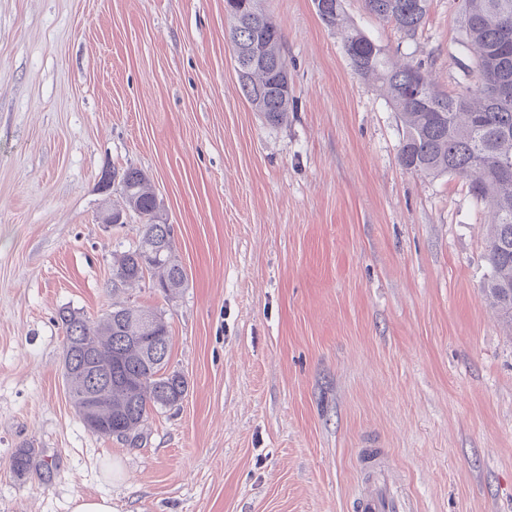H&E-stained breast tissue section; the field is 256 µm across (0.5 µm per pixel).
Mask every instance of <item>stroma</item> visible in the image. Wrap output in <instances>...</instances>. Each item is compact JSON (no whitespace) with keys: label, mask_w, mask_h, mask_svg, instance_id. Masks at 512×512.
Segmentation results:
<instances>
[{"label":"stroma","mask_w":512,"mask_h":512,"mask_svg":"<svg viewBox=\"0 0 512 512\" xmlns=\"http://www.w3.org/2000/svg\"><path fill=\"white\" fill-rule=\"evenodd\" d=\"M293 106L242 96L224 0H0V512H356L364 439L418 512H512V326L490 305L487 204L399 161L404 127L312 0H264ZM348 24L436 86L472 83L458 0L414 37ZM156 188L188 283L112 287L137 215L104 172ZM161 313L189 383L138 447L90 433L62 371L69 307ZM31 445L25 478L10 466Z\"/></svg>","instance_id":"1"}]
</instances>
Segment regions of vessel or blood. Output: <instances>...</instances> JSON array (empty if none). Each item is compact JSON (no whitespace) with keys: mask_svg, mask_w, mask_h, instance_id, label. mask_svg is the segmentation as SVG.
<instances>
[{"mask_svg":"<svg viewBox=\"0 0 512 512\" xmlns=\"http://www.w3.org/2000/svg\"><path fill=\"white\" fill-rule=\"evenodd\" d=\"M360 464L367 482L358 489V512H417L401 474L390 465L384 449L372 442L365 443Z\"/></svg>","mask_w":512,"mask_h":512,"instance_id":"obj_1","label":"vessel or blood"}]
</instances>
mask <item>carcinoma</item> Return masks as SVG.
Instances as JSON below:
<instances>
[{
	"label": "carcinoma",
	"instance_id": "carcinoma-1",
	"mask_svg": "<svg viewBox=\"0 0 512 512\" xmlns=\"http://www.w3.org/2000/svg\"><path fill=\"white\" fill-rule=\"evenodd\" d=\"M320 14L329 27L345 23L341 0ZM379 20L413 37L423 25L428 0H364ZM463 43L474 50L473 86L456 93L438 90L421 66L397 63L361 30H346L345 48L354 69L380 83L399 113L404 135L401 165L431 176L453 174L469 182L473 194L493 211L487 259L491 267L488 296L500 316L512 323V97L495 98L493 81H512V42L501 39L503 15L512 16V0H459ZM231 20L228 36L234 58L248 49L257 61L238 77L243 97L269 125L288 121L290 94L280 74L286 71L283 35L261 0H225ZM118 179L124 209L143 223L132 248L112 257V284L156 277L154 287L172 298L186 286V273L174 251V231L161 220V204L148 175L129 166ZM65 333L63 377L76 415L91 432L131 445L143 438L149 415L175 406L187 393L185 377L168 371L170 331L162 315L141 307L115 305L99 318L62 308ZM112 374V395L91 407L86 395L97 379ZM14 474L25 477L34 467L33 452L18 449L11 460Z\"/></svg>",
	"mask_w": 512,
	"mask_h": 512
}]
</instances>
